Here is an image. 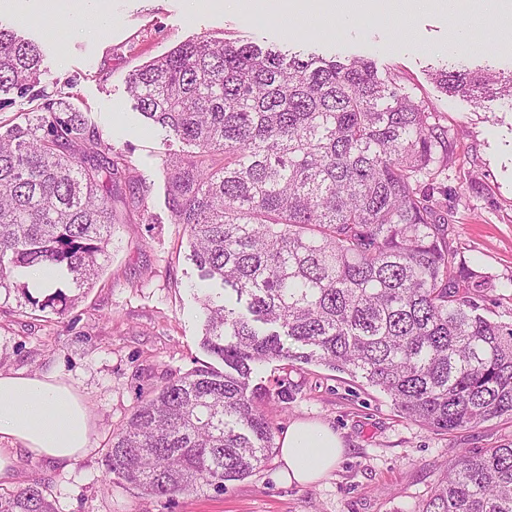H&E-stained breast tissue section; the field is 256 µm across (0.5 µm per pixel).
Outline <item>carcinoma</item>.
Masks as SVG:
<instances>
[{
  "instance_id": "obj_1",
  "label": "carcinoma",
  "mask_w": 512,
  "mask_h": 512,
  "mask_svg": "<svg viewBox=\"0 0 512 512\" xmlns=\"http://www.w3.org/2000/svg\"><path fill=\"white\" fill-rule=\"evenodd\" d=\"M40 48L0 27V91L35 111L0 133V290L44 312L21 281L56 267L83 288L112 244V193L131 160L62 93L39 92ZM449 97L512 104V72L450 60ZM140 114L193 150L166 164L168 204L201 277L196 369L143 400L106 453L109 474L176 495L249 476L273 433L264 362L317 363L360 378L440 431L512 417V322L466 298L488 277L456 260L424 183L448 164L433 109L362 57L289 54L197 36L127 78ZM0 512H57L42 482L0 492ZM419 512H512V447L456 455Z\"/></svg>"
}]
</instances>
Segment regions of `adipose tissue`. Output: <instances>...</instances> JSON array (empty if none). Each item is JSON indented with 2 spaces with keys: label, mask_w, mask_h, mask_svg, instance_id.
Returning <instances> with one entry per match:
<instances>
[{
  "label": "adipose tissue",
  "mask_w": 512,
  "mask_h": 512,
  "mask_svg": "<svg viewBox=\"0 0 512 512\" xmlns=\"http://www.w3.org/2000/svg\"><path fill=\"white\" fill-rule=\"evenodd\" d=\"M265 7L283 18L347 21L336 0H266ZM93 430L85 402L58 373L0 371V442L66 467L91 453ZM343 452L341 439L330 428L294 422L280 441V476L290 484L316 483L335 468Z\"/></svg>",
  "instance_id": "1"
}]
</instances>
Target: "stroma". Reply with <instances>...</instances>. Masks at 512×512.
I'll return each mask as SVG.
<instances>
[{"instance_id":"obj_1","label":"stroma","mask_w":512,"mask_h":512,"mask_svg":"<svg viewBox=\"0 0 512 512\" xmlns=\"http://www.w3.org/2000/svg\"><path fill=\"white\" fill-rule=\"evenodd\" d=\"M97 14L89 25L42 0L27 12L0 8V23L43 51L41 84L72 95L89 125L137 165L134 185L113 196L110 259L93 288L64 314L31 311L18 295L0 299V370L59 372L85 401L93 419V452L63 468L19 454L13 489L42 481L58 512H419L452 455L512 447V419L495 418L451 432L402 415L391 399L363 380L318 364L271 362L250 385L270 395L265 407L274 438L297 420L318 421L342 438L345 453L318 483L285 485L278 453L260 469L228 482L173 497H154L111 479L104 456L113 433L140 402L170 381L216 360L200 345L196 299L199 271L188 236L173 222L163 162L186 146L148 127L127 91L128 74L179 42L267 41L326 56H368L379 72L399 76L403 92L426 99L448 132V165L430 194L457 258L486 273L490 286L474 301L493 320H512V108H477L441 93L429 70L447 61L451 34L467 28L475 42L460 58L469 65L512 70V36L498 35L493 17L442 10L413 15L407 26L368 23L360 0L354 18L326 32L311 18L252 22L236 9L198 0H84Z\"/></svg>"}]
</instances>
